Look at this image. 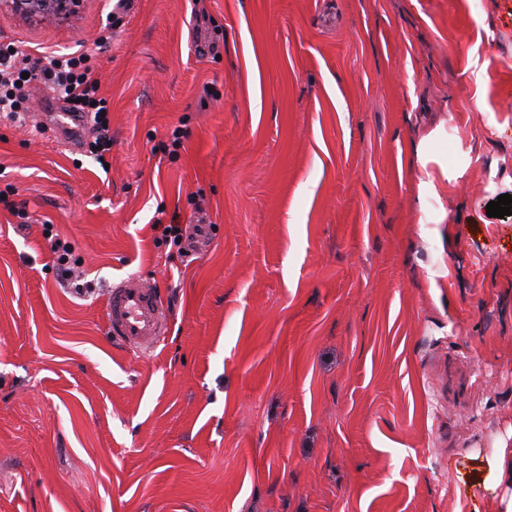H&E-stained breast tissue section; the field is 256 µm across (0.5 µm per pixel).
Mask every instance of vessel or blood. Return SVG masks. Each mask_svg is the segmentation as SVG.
Returning a JSON list of instances; mask_svg holds the SVG:
<instances>
[{
	"mask_svg": "<svg viewBox=\"0 0 512 512\" xmlns=\"http://www.w3.org/2000/svg\"><path fill=\"white\" fill-rule=\"evenodd\" d=\"M58 126L59 140L69 145L82 132L83 119L63 112L59 115ZM105 316L108 336L135 351L153 349L170 329V320L156 290L137 281L112 286Z\"/></svg>",
	"mask_w": 512,
	"mask_h": 512,
	"instance_id": "vessel-or-blood-1",
	"label": "vessel or blood"
}]
</instances>
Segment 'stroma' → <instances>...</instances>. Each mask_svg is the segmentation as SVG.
Listing matches in <instances>:
<instances>
[{"mask_svg": "<svg viewBox=\"0 0 512 512\" xmlns=\"http://www.w3.org/2000/svg\"><path fill=\"white\" fill-rule=\"evenodd\" d=\"M0 39L92 50L112 121L100 164L42 83L0 118V512H495L512 0H85ZM131 275L169 315L148 354L106 334ZM57 117H59L57 123L59 126L58 138L62 143L71 146L74 138L82 132L84 120L81 115L69 112H60Z\"/></svg>", "mask_w": 512, "mask_h": 512, "instance_id": "35a3bbf8", "label": "stroma"}]
</instances>
